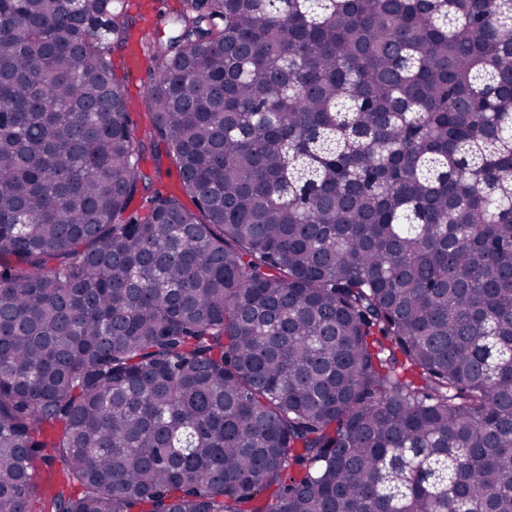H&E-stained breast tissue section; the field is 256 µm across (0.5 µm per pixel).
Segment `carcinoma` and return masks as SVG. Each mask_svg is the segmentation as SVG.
Masks as SVG:
<instances>
[{"label": "carcinoma", "instance_id": "1", "mask_svg": "<svg viewBox=\"0 0 512 512\" xmlns=\"http://www.w3.org/2000/svg\"><path fill=\"white\" fill-rule=\"evenodd\" d=\"M134 24L0 0V512H512V0ZM129 52L127 53L126 51L124 59L114 56L113 62L115 72L123 80L128 97L132 102L131 119L137 124V135H139V131L144 124L145 111L142 102L151 83V77L149 76L148 69H142L140 66H129Z\"/></svg>", "mask_w": 512, "mask_h": 512}]
</instances>
